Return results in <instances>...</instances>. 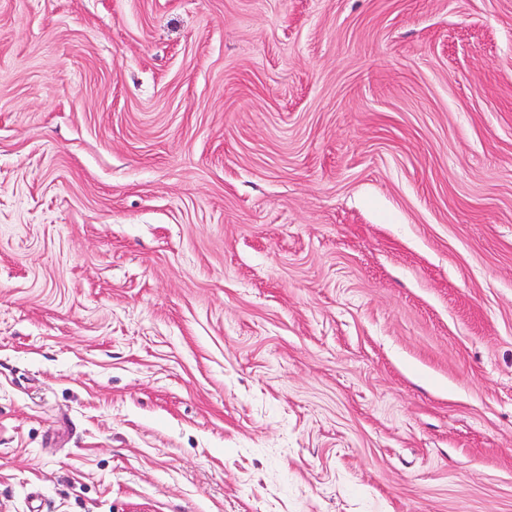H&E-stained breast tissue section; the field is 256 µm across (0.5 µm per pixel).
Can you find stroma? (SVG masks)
Masks as SVG:
<instances>
[{"label":"stroma","mask_w":512,"mask_h":512,"mask_svg":"<svg viewBox=\"0 0 512 512\" xmlns=\"http://www.w3.org/2000/svg\"><path fill=\"white\" fill-rule=\"evenodd\" d=\"M0 512H512V0H0Z\"/></svg>","instance_id":"35a3bbf8"}]
</instances>
